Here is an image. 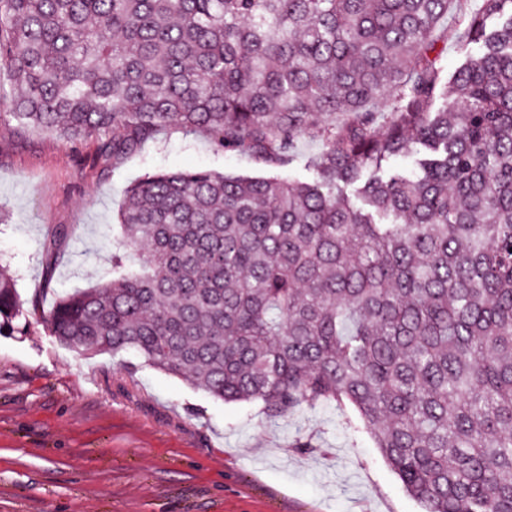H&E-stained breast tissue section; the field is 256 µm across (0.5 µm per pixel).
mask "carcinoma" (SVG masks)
Instances as JSON below:
<instances>
[{
	"label": "carcinoma",
	"mask_w": 512,
	"mask_h": 512,
	"mask_svg": "<svg viewBox=\"0 0 512 512\" xmlns=\"http://www.w3.org/2000/svg\"><path fill=\"white\" fill-rule=\"evenodd\" d=\"M458 3L0 0L20 127L114 167L171 127L314 174L145 175L137 266L112 255L48 332L269 419L348 406L423 512H512V0ZM450 37L478 49L444 82ZM22 317L0 267V328Z\"/></svg>",
	"instance_id": "carcinoma-1"
}]
</instances>
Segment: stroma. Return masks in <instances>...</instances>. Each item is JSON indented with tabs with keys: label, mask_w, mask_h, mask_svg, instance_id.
I'll use <instances>...</instances> for the list:
<instances>
[{
	"label": "stroma",
	"mask_w": 512,
	"mask_h": 512,
	"mask_svg": "<svg viewBox=\"0 0 512 512\" xmlns=\"http://www.w3.org/2000/svg\"><path fill=\"white\" fill-rule=\"evenodd\" d=\"M98 145L19 130L0 116V264L26 327L0 334V512H421L350 408L305 407L275 421L224 403L127 354L58 343L44 317L59 295L112 277L117 213L148 173L274 168L161 131L116 169ZM69 229L58 260L57 226Z\"/></svg>",
	"instance_id": "stroma-1"
}]
</instances>
